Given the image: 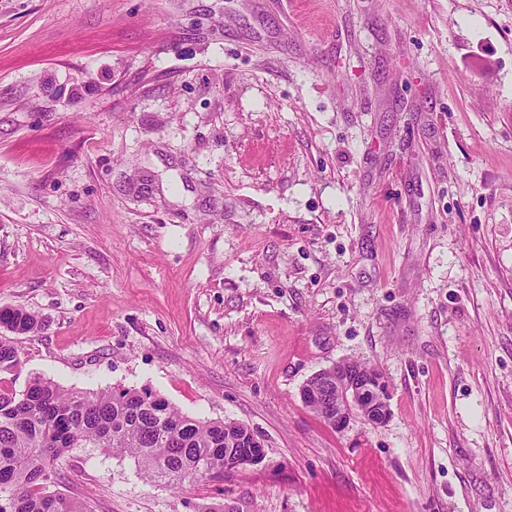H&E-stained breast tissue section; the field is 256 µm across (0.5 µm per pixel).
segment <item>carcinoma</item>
<instances>
[{
	"instance_id": "1",
	"label": "carcinoma",
	"mask_w": 512,
	"mask_h": 512,
	"mask_svg": "<svg viewBox=\"0 0 512 512\" xmlns=\"http://www.w3.org/2000/svg\"><path fill=\"white\" fill-rule=\"evenodd\" d=\"M16 335L38 330L36 316L0 310ZM20 364L18 348L0 338V371ZM253 432L236 421H201L148 388L97 392L35 378L19 395L0 390V512H91L87 503L48 490L58 461L73 448H102L133 458L155 485L224 477L227 460L250 451Z\"/></svg>"
}]
</instances>
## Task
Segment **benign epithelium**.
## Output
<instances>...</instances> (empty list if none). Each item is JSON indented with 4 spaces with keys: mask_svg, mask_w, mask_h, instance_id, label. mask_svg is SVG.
Instances as JSON below:
<instances>
[{
    "mask_svg": "<svg viewBox=\"0 0 512 512\" xmlns=\"http://www.w3.org/2000/svg\"><path fill=\"white\" fill-rule=\"evenodd\" d=\"M305 396L312 397L336 414V422L343 427L350 417L370 401L378 405L384 401L362 370L340 365L336 372L319 376Z\"/></svg>",
    "mask_w": 512,
    "mask_h": 512,
    "instance_id": "1",
    "label": "benign epithelium"
}]
</instances>
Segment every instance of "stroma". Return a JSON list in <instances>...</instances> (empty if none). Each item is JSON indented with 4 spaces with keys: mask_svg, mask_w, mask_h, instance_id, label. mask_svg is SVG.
<instances>
[{
    "mask_svg": "<svg viewBox=\"0 0 512 512\" xmlns=\"http://www.w3.org/2000/svg\"><path fill=\"white\" fill-rule=\"evenodd\" d=\"M66 388H149L264 458L93 512H512V0H0V309ZM391 415L325 424L320 370ZM0 326L16 335H27L38 330L39 320L22 309H3L0 310Z\"/></svg>",
    "mask_w": 512,
    "mask_h": 512,
    "instance_id": "stroma-1",
    "label": "stroma"
}]
</instances>
